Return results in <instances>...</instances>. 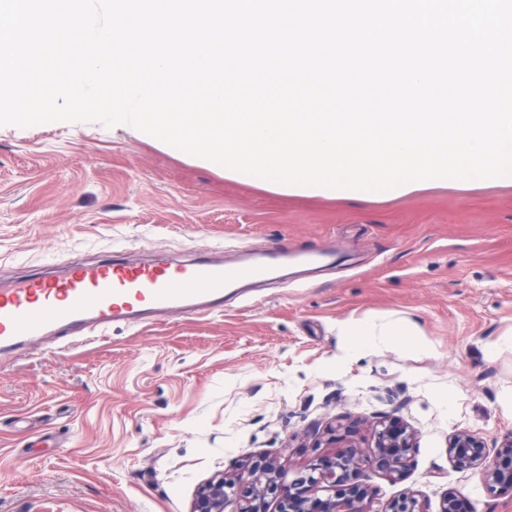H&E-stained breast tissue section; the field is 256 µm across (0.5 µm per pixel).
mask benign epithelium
Listing matches in <instances>:
<instances>
[{
	"instance_id": "obj_1",
	"label": "benign epithelium",
	"mask_w": 512,
	"mask_h": 512,
	"mask_svg": "<svg viewBox=\"0 0 512 512\" xmlns=\"http://www.w3.org/2000/svg\"><path fill=\"white\" fill-rule=\"evenodd\" d=\"M353 427L328 426L313 447L327 444L336 451L316 457L297 476L288 481L269 457H251L233 476H216L203 484L194 499L192 512H224L232 502L235 512H371L374 493L363 482L361 472L367 464L390 480H401L416 434L397 416L379 421L372 433L369 453L352 439ZM448 458L463 471L478 472L493 491L512 494V432L495 448L488 447L477 432L462 429L448 439ZM380 512H424L421 501L407 491L387 500Z\"/></svg>"
}]
</instances>
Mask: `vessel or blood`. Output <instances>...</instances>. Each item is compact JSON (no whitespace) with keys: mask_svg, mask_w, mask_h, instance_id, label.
<instances>
[{"mask_svg":"<svg viewBox=\"0 0 512 512\" xmlns=\"http://www.w3.org/2000/svg\"><path fill=\"white\" fill-rule=\"evenodd\" d=\"M287 261L275 249L234 264L203 255L176 265L78 262L62 278L16 276L0 285V361L50 337L71 347L117 323L135 327L174 312H213L236 285Z\"/></svg>","mask_w":512,"mask_h":512,"instance_id":"obj_1","label":"vessel or blood"}]
</instances>
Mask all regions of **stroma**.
Segmentation results:
<instances>
[{
	"instance_id": "stroma-1",
	"label": "stroma",
	"mask_w": 512,
	"mask_h": 512,
	"mask_svg": "<svg viewBox=\"0 0 512 512\" xmlns=\"http://www.w3.org/2000/svg\"><path fill=\"white\" fill-rule=\"evenodd\" d=\"M281 245L335 261L256 281L206 317L116 324L0 369V512H191L198 487L245 458H276L292 477L326 455L313 441L327 424L355 423L366 446L387 415L418 443L401 481L364 467L375 504L413 490L438 512L455 489L473 512H512L511 495L447 451L457 430L491 446L512 432V185L288 197L130 130L0 126V283L112 258L184 263L208 246L232 263ZM369 311L415 325L436 355L387 346L336 373L337 321ZM450 385L447 413L436 392Z\"/></svg>"
}]
</instances>
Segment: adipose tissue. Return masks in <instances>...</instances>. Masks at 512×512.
I'll list each match as a JSON object with an SVG mask.
<instances>
[{
  "mask_svg": "<svg viewBox=\"0 0 512 512\" xmlns=\"http://www.w3.org/2000/svg\"><path fill=\"white\" fill-rule=\"evenodd\" d=\"M336 330L345 338L336 358L340 365L382 345H395L415 356H429L435 352L432 342L417 328L398 325L373 313L338 321Z\"/></svg>",
  "mask_w": 512,
  "mask_h": 512,
  "instance_id": "adipose-tissue-1",
  "label": "adipose tissue"
}]
</instances>
